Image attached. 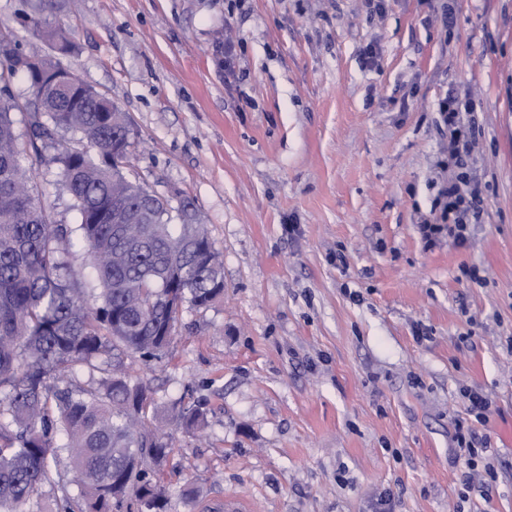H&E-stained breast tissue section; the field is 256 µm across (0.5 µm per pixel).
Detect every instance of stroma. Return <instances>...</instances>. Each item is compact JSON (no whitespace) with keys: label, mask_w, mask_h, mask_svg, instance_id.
<instances>
[{"label":"stroma","mask_w":512,"mask_h":512,"mask_svg":"<svg viewBox=\"0 0 512 512\" xmlns=\"http://www.w3.org/2000/svg\"><path fill=\"white\" fill-rule=\"evenodd\" d=\"M33 2L0 0V24L41 55ZM46 15L71 32L66 63L129 116L131 175L191 201L224 258L223 299L183 308L161 358L126 361L158 424L174 400L204 404L162 475L175 512L228 495L371 512L387 490L394 512H512V0H52ZM228 43L230 73L214 65ZM449 92L474 109L485 187L464 248L418 227L447 178ZM29 165L76 223L56 167ZM468 389L491 401L471 490Z\"/></svg>","instance_id":"1"}]
</instances>
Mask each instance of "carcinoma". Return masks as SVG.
I'll use <instances>...</instances> for the list:
<instances>
[{
  "label": "carcinoma",
  "instance_id": "carcinoma-1",
  "mask_svg": "<svg viewBox=\"0 0 512 512\" xmlns=\"http://www.w3.org/2000/svg\"><path fill=\"white\" fill-rule=\"evenodd\" d=\"M31 31L51 47L52 77L28 79L23 105L12 93L19 61L0 55V512H28L45 486L60 492L57 512H119L130 499L144 512H172L161 485L172 440L148 415L149 389L124 359L156 358L185 305L207 309L223 298L224 264L190 202L175 210L127 176L126 113L84 82L69 95L65 84L78 77L60 60L71 49L67 32L40 17ZM65 133L90 151L59 148ZM114 150L125 163H112ZM33 154L58 168L78 223H58L44 203L26 168ZM76 248L89 261L92 304L73 267ZM171 412L186 431L204 423L198 401Z\"/></svg>",
  "mask_w": 512,
  "mask_h": 512
}]
</instances>
